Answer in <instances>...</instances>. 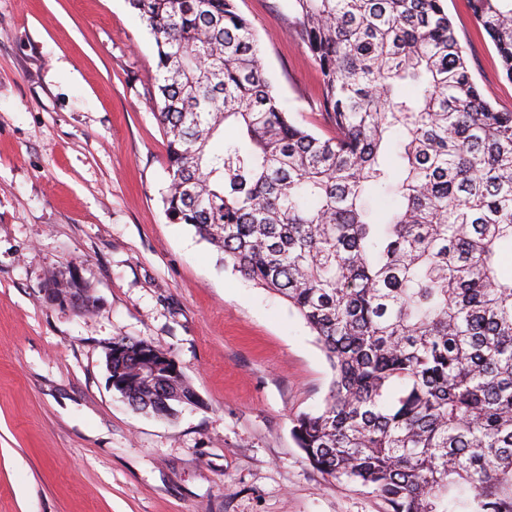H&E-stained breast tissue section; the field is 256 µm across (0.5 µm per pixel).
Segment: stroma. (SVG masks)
I'll return each instance as SVG.
<instances>
[{
  "instance_id": "stroma-1",
  "label": "stroma",
  "mask_w": 512,
  "mask_h": 512,
  "mask_svg": "<svg viewBox=\"0 0 512 512\" xmlns=\"http://www.w3.org/2000/svg\"><path fill=\"white\" fill-rule=\"evenodd\" d=\"M236 5L282 106L325 136L288 0ZM445 7L484 99L512 112L468 0ZM156 64L127 0H0V512H386L293 439L332 379L304 321L167 219ZM53 272L96 307L45 300ZM115 339L168 350L198 404L171 420L133 411L108 384Z\"/></svg>"
}]
</instances>
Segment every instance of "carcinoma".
<instances>
[{
	"label": "carcinoma",
	"mask_w": 512,
	"mask_h": 512,
	"mask_svg": "<svg viewBox=\"0 0 512 512\" xmlns=\"http://www.w3.org/2000/svg\"><path fill=\"white\" fill-rule=\"evenodd\" d=\"M129 4L157 47L167 218L282 295L329 363L292 428L312 468L387 512H512V112L473 81L444 0H289L326 138L282 108L235 0ZM471 5L512 81V0ZM112 379L158 417L193 395L138 341L112 342Z\"/></svg>",
	"instance_id": "1"
}]
</instances>
